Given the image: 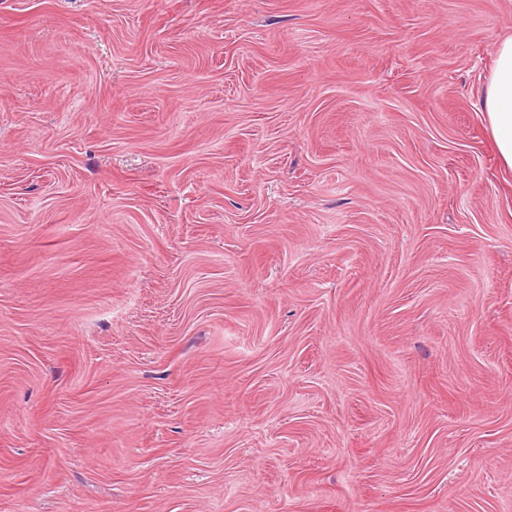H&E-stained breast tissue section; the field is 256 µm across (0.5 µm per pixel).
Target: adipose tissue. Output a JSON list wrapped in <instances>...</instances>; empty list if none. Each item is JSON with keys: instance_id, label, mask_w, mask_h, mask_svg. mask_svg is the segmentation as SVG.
<instances>
[{"instance_id": "adipose-tissue-1", "label": "adipose tissue", "mask_w": 512, "mask_h": 512, "mask_svg": "<svg viewBox=\"0 0 512 512\" xmlns=\"http://www.w3.org/2000/svg\"><path fill=\"white\" fill-rule=\"evenodd\" d=\"M480 105L487 116L498 156L512 169V36L499 41Z\"/></svg>"}]
</instances>
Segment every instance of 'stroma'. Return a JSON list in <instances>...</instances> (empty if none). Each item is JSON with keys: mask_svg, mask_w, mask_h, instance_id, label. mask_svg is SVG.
Instances as JSON below:
<instances>
[{"mask_svg": "<svg viewBox=\"0 0 512 512\" xmlns=\"http://www.w3.org/2000/svg\"><path fill=\"white\" fill-rule=\"evenodd\" d=\"M512 0H0V512H512ZM480 105L502 164L512 169V36L498 42Z\"/></svg>", "mask_w": 512, "mask_h": 512, "instance_id": "stroma-1", "label": "stroma"}]
</instances>
